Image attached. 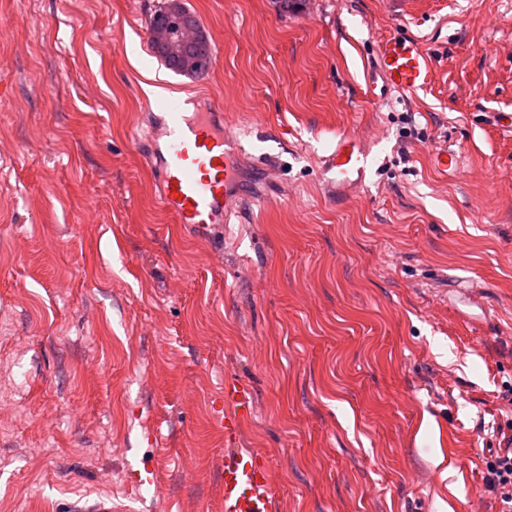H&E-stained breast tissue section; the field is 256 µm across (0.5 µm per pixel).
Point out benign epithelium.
Wrapping results in <instances>:
<instances>
[{"label":"benign epithelium","instance_id":"1","mask_svg":"<svg viewBox=\"0 0 512 512\" xmlns=\"http://www.w3.org/2000/svg\"><path fill=\"white\" fill-rule=\"evenodd\" d=\"M168 13L175 16L178 37L171 31L156 25L150 29L151 41L157 54L170 57H184L182 66L188 71H200L211 66L210 57L205 55L184 56L187 45H199L208 41L207 34L199 22L187 11L183 0H168Z\"/></svg>","mask_w":512,"mask_h":512}]
</instances>
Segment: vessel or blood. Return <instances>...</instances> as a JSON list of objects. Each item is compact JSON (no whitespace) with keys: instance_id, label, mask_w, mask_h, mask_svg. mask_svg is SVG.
<instances>
[{"instance_id":"b4317fda","label":"vessel or blood","mask_w":512,"mask_h":512,"mask_svg":"<svg viewBox=\"0 0 512 512\" xmlns=\"http://www.w3.org/2000/svg\"><path fill=\"white\" fill-rule=\"evenodd\" d=\"M376 68L386 90L395 94H413L432 83V58L417 37L380 38ZM188 106V101L175 100L166 111L153 114L148 159L161 173L160 209L175 223L207 233L241 217L248 204L262 203L266 192L261 186L244 191V172L251 162L236 137L225 131L221 112H192ZM369 168L370 153L353 134L340 135L319 159L321 181L331 192L364 186ZM254 408L251 386L225 379L224 410L217 415L224 433L218 461L222 512H279L268 463L241 445Z\"/></svg>"}]
</instances>
